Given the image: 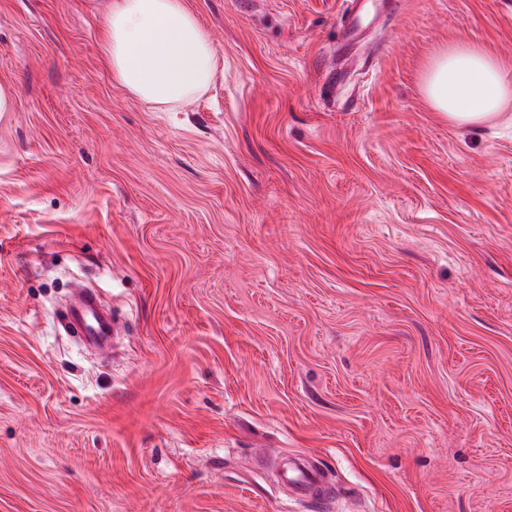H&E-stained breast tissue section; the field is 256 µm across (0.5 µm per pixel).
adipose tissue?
Wrapping results in <instances>:
<instances>
[{"label": "adipose tissue", "instance_id": "adipose-tissue-1", "mask_svg": "<svg viewBox=\"0 0 512 512\" xmlns=\"http://www.w3.org/2000/svg\"><path fill=\"white\" fill-rule=\"evenodd\" d=\"M101 37L112 80L166 112L201 96L217 76V52L185 0H105ZM425 97L449 123L469 128L512 108L500 61L471 40L438 49L422 77Z\"/></svg>", "mask_w": 512, "mask_h": 512}]
</instances>
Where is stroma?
<instances>
[{"label":"stroma","mask_w":512,"mask_h":512,"mask_svg":"<svg viewBox=\"0 0 512 512\" xmlns=\"http://www.w3.org/2000/svg\"><path fill=\"white\" fill-rule=\"evenodd\" d=\"M347 3L186 0L218 76L156 112L102 0H0V512H512V122L421 91L461 38L512 79V0ZM65 324L83 344L102 350L110 346L112 336L117 333L116 326L101 306L97 292L92 289H84L68 309ZM320 472L313 467L300 468L291 477L292 486L304 496L321 482Z\"/></svg>","instance_id":"35a3bbf8"}]
</instances>
